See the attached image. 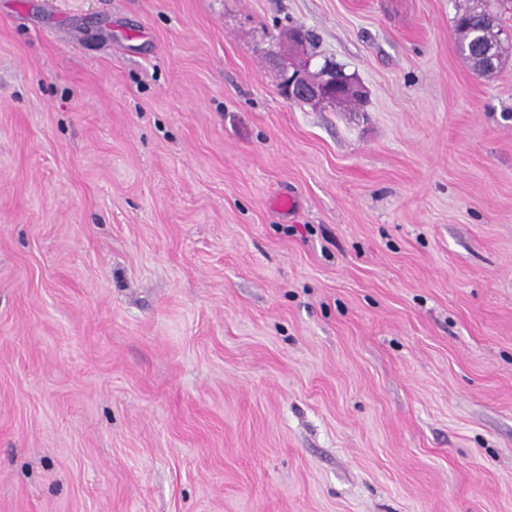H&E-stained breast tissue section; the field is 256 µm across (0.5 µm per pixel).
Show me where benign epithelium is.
Listing matches in <instances>:
<instances>
[{
    "label": "benign epithelium",
    "instance_id": "7a95c632",
    "mask_svg": "<svg viewBox=\"0 0 512 512\" xmlns=\"http://www.w3.org/2000/svg\"><path fill=\"white\" fill-rule=\"evenodd\" d=\"M280 90L290 101L305 99L316 101L320 105L336 103V97L362 95L361 87L352 79H336V75L325 68L311 73L305 68H294L283 62L280 64Z\"/></svg>",
    "mask_w": 512,
    "mask_h": 512
}]
</instances>
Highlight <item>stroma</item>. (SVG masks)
I'll return each instance as SVG.
<instances>
[{
    "mask_svg": "<svg viewBox=\"0 0 512 512\" xmlns=\"http://www.w3.org/2000/svg\"><path fill=\"white\" fill-rule=\"evenodd\" d=\"M462 2L0 0V512H512V58ZM468 4L454 17L458 49L469 61L474 73L488 76L503 64L502 29L498 28L497 15L491 9V0H467ZM474 46L481 50L490 49L495 57L492 68L483 70V59L474 51ZM280 76L281 93L289 101L302 98L316 101L319 105H335L349 101L336 102V96L358 97L362 95L361 87L352 78L340 79L346 75L338 66H336V75H334L329 68L321 69L319 73H311L306 68H293L290 64L283 62L280 64Z\"/></svg>",
    "mask_w": 512,
    "mask_h": 512,
    "instance_id": "stroma-1",
    "label": "stroma"
}]
</instances>
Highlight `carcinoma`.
<instances>
[{"instance_id":"carcinoma-1","label":"carcinoma","mask_w":512,"mask_h":512,"mask_svg":"<svg viewBox=\"0 0 512 512\" xmlns=\"http://www.w3.org/2000/svg\"><path fill=\"white\" fill-rule=\"evenodd\" d=\"M496 21L491 0H467V5L454 17L460 53L469 61L473 72L484 76L493 74L503 64L502 29L498 28ZM476 46L492 51L494 61L491 69H484L483 59L474 51Z\"/></svg>"}]
</instances>
